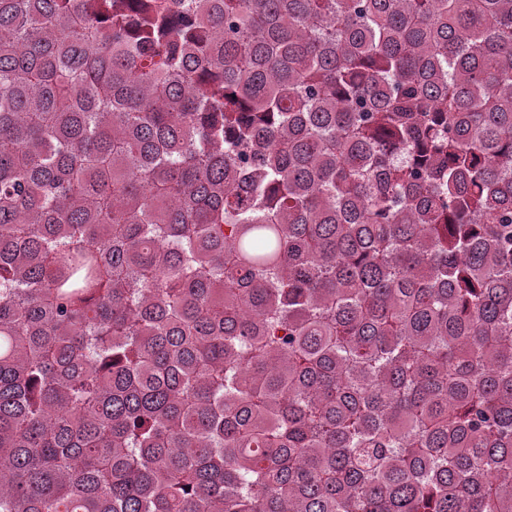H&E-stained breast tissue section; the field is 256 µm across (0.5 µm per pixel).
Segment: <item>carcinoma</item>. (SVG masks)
<instances>
[{
	"label": "carcinoma",
	"instance_id": "1",
	"mask_svg": "<svg viewBox=\"0 0 512 512\" xmlns=\"http://www.w3.org/2000/svg\"><path fill=\"white\" fill-rule=\"evenodd\" d=\"M0 512H512V0H0Z\"/></svg>",
	"mask_w": 512,
	"mask_h": 512
}]
</instances>
